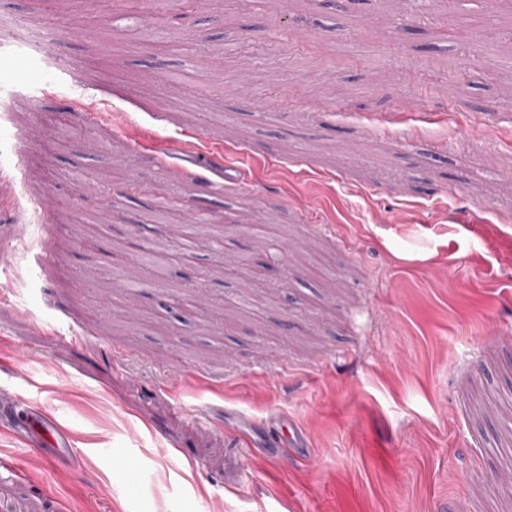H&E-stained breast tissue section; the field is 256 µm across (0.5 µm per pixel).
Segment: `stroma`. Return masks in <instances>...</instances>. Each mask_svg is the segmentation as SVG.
<instances>
[{"label": "stroma", "instance_id": "stroma-1", "mask_svg": "<svg viewBox=\"0 0 512 512\" xmlns=\"http://www.w3.org/2000/svg\"><path fill=\"white\" fill-rule=\"evenodd\" d=\"M177 12L0 0V512H512V0ZM7 402L18 413H23L27 417L25 431L27 433L26 440L28 446L41 448V445L49 444L56 446V448H66V453L69 457L75 454V448L57 432L56 425L34 410L27 398L21 394H16Z\"/></svg>", "mask_w": 512, "mask_h": 512}]
</instances>
